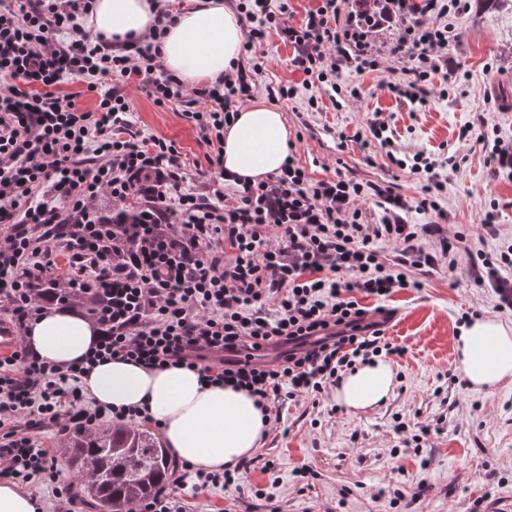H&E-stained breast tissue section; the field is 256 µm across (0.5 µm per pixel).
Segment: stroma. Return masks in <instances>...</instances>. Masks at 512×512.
<instances>
[{
  "label": "stroma",
  "mask_w": 512,
  "mask_h": 512,
  "mask_svg": "<svg viewBox=\"0 0 512 512\" xmlns=\"http://www.w3.org/2000/svg\"><path fill=\"white\" fill-rule=\"evenodd\" d=\"M438 23L451 32L448 77L428 84L419 102L388 92L387 82L398 81V74L347 69L337 79L344 96L334 100L294 70V48L275 31L254 52L263 58V84L297 89L279 108L289 130L301 136L296 157L310 178L339 172L418 196L416 175L354 138L374 113H383L398 155L421 150L457 164L442 173L446 219L416 213L413 222L438 220L447 232L470 234L476 248L500 251L512 245V174L496 168L491 150L512 144V12L465 5ZM125 92L133 130L174 142L189 162L188 183L202 186L194 164L206 147L183 105H157L133 84ZM312 96L320 111H307ZM490 210L497 215L491 229L483 225ZM420 280L418 289L360 299L367 309L389 313L384 335L404 349L391 359L397 385L389 400L361 413L338 407L330 391L316 401L285 403L280 427L269 431L241 488L188 497L190 512H270L275 506L280 512H512V382L471 390L451 342L462 313L512 326V307L473 282L465 255L453 267L440 262ZM304 468L313 469L315 479L301 478Z\"/></svg>",
  "instance_id": "35a3bbf8"
}]
</instances>
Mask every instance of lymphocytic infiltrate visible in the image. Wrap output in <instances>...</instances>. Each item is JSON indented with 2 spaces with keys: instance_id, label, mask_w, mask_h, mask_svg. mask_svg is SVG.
<instances>
[{
  "instance_id": "obj_1",
  "label": "lymphocytic infiltrate",
  "mask_w": 512,
  "mask_h": 512,
  "mask_svg": "<svg viewBox=\"0 0 512 512\" xmlns=\"http://www.w3.org/2000/svg\"><path fill=\"white\" fill-rule=\"evenodd\" d=\"M318 2L296 26L271 0H239L250 24L244 51L276 30L294 47L295 70L330 89L342 69L373 71L404 55L410 67L387 88L409 100L444 65L448 30L434 17L460 4L384 0L373 16L346 11L347 0ZM407 8L413 20L399 24L385 48H373L369 31ZM86 15V0H0V306L27 331L45 293L61 284L51 276L60 250L70 258L62 283L103 297L93 316L103 336L83 361L61 366L24 344L0 357L1 480L49 490L65 505L70 484L35 431L148 422L141 409L87 400L81 378L97 362L184 365L209 384L247 391L277 424L284 401L318 397L356 364L400 354L358 297L419 287L404 268H432L442 258L453 264L471 252L482 265L476 281L512 299V276L502 273L512 267V246L475 252L461 231L439 236L435 254L418 243L439 228L408 217L440 211L445 160L413 154L410 171L421 190L412 198L339 173L310 179L293 155L278 174L239 181L224 173V128L259 91L261 62L236 64L190 91L164 68L158 42L107 48L86 30ZM72 76L99 94L96 111L59 92ZM133 80L156 104H185L207 148L206 194L186 187L173 142L130 129L131 102L120 87ZM372 197L382 210L376 224L365 223L359 207ZM105 199L119 212L102 215ZM381 243L394 246L398 268L380 262ZM339 271L346 280L336 279ZM249 467L245 460L204 472L182 464L171 485L133 512H186L185 488L235 487Z\"/></svg>"
}]
</instances>
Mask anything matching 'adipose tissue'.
Listing matches in <instances>:
<instances>
[{
	"instance_id": "obj_1",
	"label": "adipose tissue",
	"mask_w": 512,
	"mask_h": 512,
	"mask_svg": "<svg viewBox=\"0 0 512 512\" xmlns=\"http://www.w3.org/2000/svg\"><path fill=\"white\" fill-rule=\"evenodd\" d=\"M158 0H91L87 25L109 43L153 31ZM243 28L224 0H193L160 38L165 68L189 85L211 84L240 58ZM291 133L282 113L261 99L241 108L224 131V170L257 182L285 164ZM99 325L73 309L43 311L26 341L39 357L61 365L81 361L100 340ZM459 368L471 389L490 390L512 379V326L488 317L464 323L453 338ZM84 392L97 404L139 407L160 422L166 448L177 460L216 472L234 467L262 447L269 419L245 391L203 382L198 371L145 369L106 360L86 371ZM396 386L391 362L357 366L335 389L337 403L362 412L385 402Z\"/></svg>"
}]
</instances>
